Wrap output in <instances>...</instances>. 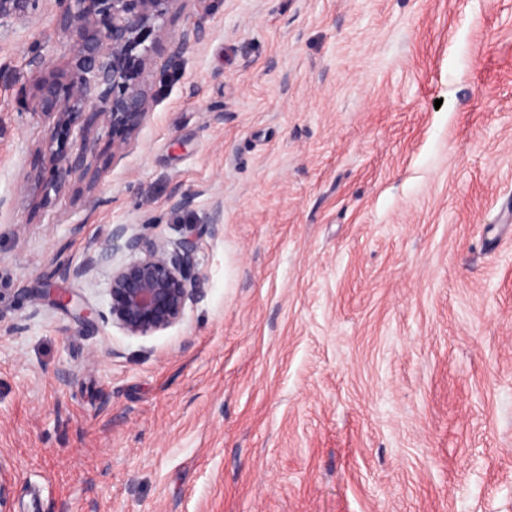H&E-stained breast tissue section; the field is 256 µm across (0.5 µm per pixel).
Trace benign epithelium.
Listing matches in <instances>:
<instances>
[{
    "label": "benign epithelium",
    "mask_w": 512,
    "mask_h": 512,
    "mask_svg": "<svg viewBox=\"0 0 512 512\" xmlns=\"http://www.w3.org/2000/svg\"><path fill=\"white\" fill-rule=\"evenodd\" d=\"M42 0H0V27L36 16ZM56 28L70 38L74 59V87L98 89L90 111H80V102L70 103L54 80L40 79L33 107L34 115L52 122L45 150L58 161L57 189L71 179L95 181L88 156L96 148L91 128L112 127V155L123 154L136 133L150 117L152 97L140 80L153 61V47L145 44L148 34L164 42L169 52L179 55L203 38L204 28L195 21L178 32L158 25L167 13L186 9L191 0H53ZM74 138L75 148L62 153L54 147L60 138ZM197 193L176 189L170 206L189 212ZM224 223V202H214L207 215L212 234ZM121 246L133 259L112 269L108 289L112 324L128 336L147 337L180 323L189 303L199 292L200 274L196 268V242L185 237L177 242L135 229L127 224L113 227L96 249L87 254L68 275L82 278L107 260ZM53 304L73 307L78 318L91 323L97 311L72 293L50 295Z\"/></svg>",
    "instance_id": "obj_1"
}]
</instances>
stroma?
<instances>
[{"instance_id":"1","label":"stroma","mask_w":512,"mask_h":512,"mask_svg":"<svg viewBox=\"0 0 512 512\" xmlns=\"http://www.w3.org/2000/svg\"><path fill=\"white\" fill-rule=\"evenodd\" d=\"M203 26L62 190L31 110L66 37L44 8L0 29L8 512H512V0H212ZM116 224L196 237L181 323L113 325L127 251L68 276ZM50 300L57 306L69 307L73 305L74 311L78 318L84 322L91 323L99 313L89 305L81 302L73 293H57L50 295Z\"/></svg>"}]
</instances>
